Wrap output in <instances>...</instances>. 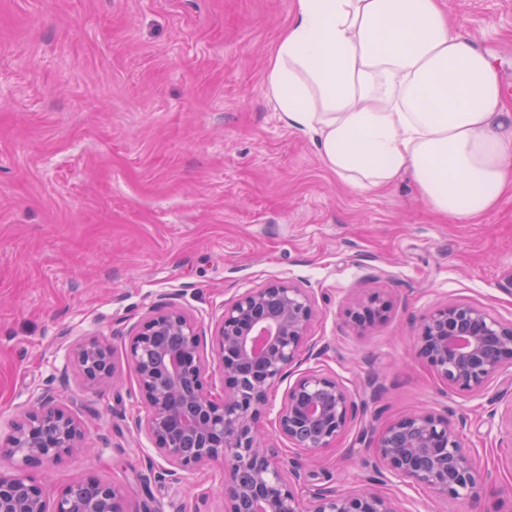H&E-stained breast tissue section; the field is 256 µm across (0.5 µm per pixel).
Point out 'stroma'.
Returning <instances> with one entry per match:
<instances>
[{"mask_svg":"<svg viewBox=\"0 0 512 512\" xmlns=\"http://www.w3.org/2000/svg\"><path fill=\"white\" fill-rule=\"evenodd\" d=\"M453 31L482 47L512 102V0H446ZM292 0H0V468L5 438L43 391L90 429L32 469L47 498L91 476L123 486L124 512H224L211 465L164 478L129 333L176 304L203 326L272 281L307 289L314 364L366 404L331 447L301 460L313 486L357 489L365 433L428 408L465 413L491 477L479 503L380 484L397 512H512V429L493 418L512 369L484 393L448 392L416 352L421 316L464 301L512 321V192L466 223L420 202L411 181L350 188L288 128L266 86ZM380 291L387 317L353 330L346 297ZM112 347L122 383L70 366L79 342ZM150 469L159 480L141 485Z\"/></svg>","mask_w":512,"mask_h":512,"instance_id":"obj_1","label":"stroma"}]
</instances>
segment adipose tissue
<instances>
[{"instance_id": "obj_1", "label": "adipose tissue", "mask_w": 512, "mask_h": 512, "mask_svg": "<svg viewBox=\"0 0 512 512\" xmlns=\"http://www.w3.org/2000/svg\"><path fill=\"white\" fill-rule=\"evenodd\" d=\"M267 87L284 124L352 188L408 175L422 203L457 222L512 188V108L442 0H293Z\"/></svg>"}]
</instances>
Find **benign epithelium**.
Returning <instances> with one entry per match:
<instances>
[{"instance_id":"obj_1","label":"benign epithelium","mask_w":512,"mask_h":512,"mask_svg":"<svg viewBox=\"0 0 512 512\" xmlns=\"http://www.w3.org/2000/svg\"><path fill=\"white\" fill-rule=\"evenodd\" d=\"M388 309V299L373 292L350 301L345 317L359 331L382 321ZM314 316L306 289L273 281L225 304L208 337L175 305L141 321L127 347L146 408L135 426L168 461L166 475L220 463L227 512H396L389 497L368 486L352 492L306 487L298 458L266 444L261 420L270 397L303 354L314 356ZM208 345L221 379L217 395L206 379ZM417 354L449 391L481 393L512 368V322L468 302L440 304L422 318ZM71 360L88 385H116L108 343L87 339L72 350ZM365 411L341 381L310 367L288 384L278 430L296 449L315 454ZM463 424L429 410L410 413L375 433L373 461L365 466L398 485L477 502L488 475L466 446ZM84 437V422L45 393L15 423L7 448L32 468L58 462ZM123 497V488L88 478L50 501L29 473L0 471V512H122Z\"/></svg>"}]
</instances>
